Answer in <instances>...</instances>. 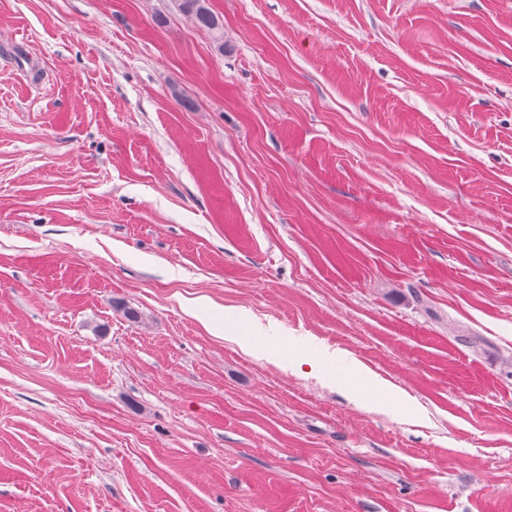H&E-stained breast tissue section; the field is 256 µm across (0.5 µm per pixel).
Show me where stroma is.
<instances>
[{"instance_id": "1", "label": "stroma", "mask_w": 512, "mask_h": 512, "mask_svg": "<svg viewBox=\"0 0 512 512\" xmlns=\"http://www.w3.org/2000/svg\"><path fill=\"white\" fill-rule=\"evenodd\" d=\"M210 6L0 0V512H512V0ZM178 6L184 17L196 28L213 33L216 43H224L223 25L209 7L208 0H178Z\"/></svg>"}]
</instances>
